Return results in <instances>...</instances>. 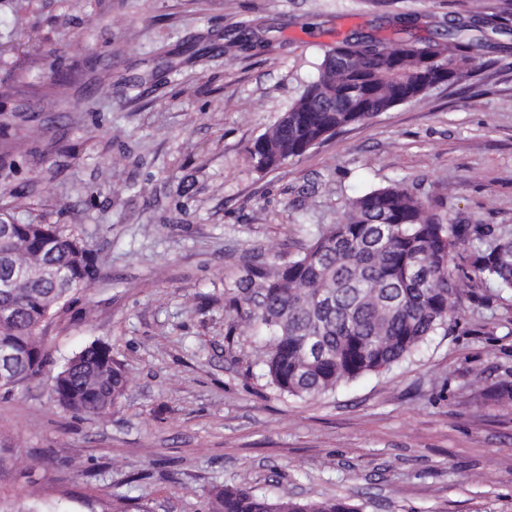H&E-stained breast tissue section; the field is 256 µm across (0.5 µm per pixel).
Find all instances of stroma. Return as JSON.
Here are the masks:
<instances>
[{"instance_id": "35a3bbf8", "label": "stroma", "mask_w": 512, "mask_h": 512, "mask_svg": "<svg viewBox=\"0 0 512 512\" xmlns=\"http://www.w3.org/2000/svg\"><path fill=\"white\" fill-rule=\"evenodd\" d=\"M504 0H0V205L92 248L98 277L45 329L44 373L0 396V507L206 512L213 488L342 498L360 512H512V291L474 288L411 357L321 397L281 395L240 324L238 279L293 259L345 201L401 182L449 218L512 224ZM479 16L472 76L270 172L248 149L349 35ZM260 42L223 51L237 23ZM179 65H155L160 49ZM70 83L56 107L44 64ZM108 344V415L56 405L57 368Z\"/></svg>"}]
</instances>
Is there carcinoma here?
Instances as JSON below:
<instances>
[{"instance_id":"obj_1","label":"carcinoma","mask_w":512,"mask_h":512,"mask_svg":"<svg viewBox=\"0 0 512 512\" xmlns=\"http://www.w3.org/2000/svg\"><path fill=\"white\" fill-rule=\"evenodd\" d=\"M229 45L250 49L244 23ZM352 47L350 58L332 52ZM472 41L458 38L383 40L345 38L325 49L318 74L249 148L253 166L271 171L337 131L396 106L414 103L442 77H470ZM46 96L67 99V83L53 79ZM0 351L17 363L7 391L41 374L49 362L44 324L97 269L92 249L65 224H47L25 211L13 236L0 239ZM512 290V225L458 224L400 183L349 199L336 223L310 234L292 260L250 271L239 283L244 322L260 336L258 361L281 393L314 399L378 373L414 353L428 336L448 328L466 287ZM127 374L111 348L93 342L75 352L52 379L61 407L99 417L124 396ZM209 512H353L336 499L299 502L268 498L244 487L209 493Z\"/></svg>"}]
</instances>
